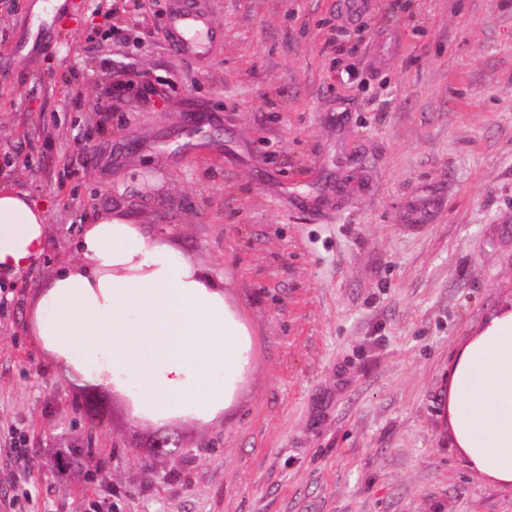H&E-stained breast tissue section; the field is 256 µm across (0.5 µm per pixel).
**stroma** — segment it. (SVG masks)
<instances>
[{"label":"stroma","instance_id":"obj_1","mask_svg":"<svg viewBox=\"0 0 512 512\" xmlns=\"http://www.w3.org/2000/svg\"><path fill=\"white\" fill-rule=\"evenodd\" d=\"M36 2L0 0V151L26 159L0 185L51 212L0 299V512H512L445 417L457 348L512 305V0H370L356 26L336 0H212L204 66L168 0H67L18 52ZM112 209L224 278L251 345L213 421L136 420L31 333ZM160 431L184 454L154 456ZM172 49L205 64L224 42V31L211 15L207 0H171L164 24ZM50 33V28L45 19L40 16L36 17V19H31L19 32L16 42L17 50L22 52L29 44L31 38H33V43L28 53L39 50L48 41Z\"/></svg>","mask_w":512,"mask_h":512}]
</instances>
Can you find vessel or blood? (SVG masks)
Returning a JSON list of instances; mask_svg holds the SVG:
<instances>
[{
  "instance_id": "vessel-or-blood-1",
  "label": "vessel or blood",
  "mask_w": 512,
  "mask_h": 512,
  "mask_svg": "<svg viewBox=\"0 0 512 512\" xmlns=\"http://www.w3.org/2000/svg\"><path fill=\"white\" fill-rule=\"evenodd\" d=\"M165 37L181 55L207 63L224 42V32L211 15L208 0H170L164 24ZM50 29L43 18L30 20L18 35L17 49H40Z\"/></svg>"
}]
</instances>
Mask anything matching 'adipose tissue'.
<instances>
[{
	"mask_svg": "<svg viewBox=\"0 0 512 512\" xmlns=\"http://www.w3.org/2000/svg\"><path fill=\"white\" fill-rule=\"evenodd\" d=\"M48 224L47 209L0 186V290L44 255ZM76 252L32 305V333L51 364L121 394L139 419L217 418L249 348L223 277L120 210L84 225ZM447 410L451 446L467 466L512 486L511 307L457 350Z\"/></svg>",
	"mask_w": 512,
	"mask_h": 512,
	"instance_id": "1",
	"label": "adipose tissue"
}]
</instances>
